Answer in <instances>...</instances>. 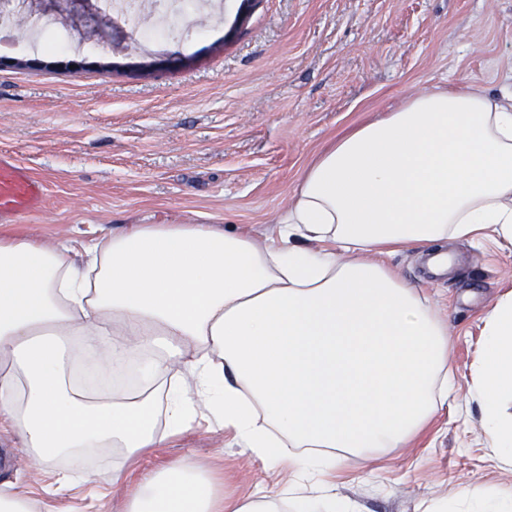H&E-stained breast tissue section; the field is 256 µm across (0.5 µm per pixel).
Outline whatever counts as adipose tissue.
<instances>
[{
	"label": "adipose tissue",
	"mask_w": 512,
	"mask_h": 512,
	"mask_svg": "<svg viewBox=\"0 0 512 512\" xmlns=\"http://www.w3.org/2000/svg\"><path fill=\"white\" fill-rule=\"evenodd\" d=\"M491 233L512 242V100L453 84L331 141L264 245L235 228L133 224L84 244L78 265L69 243L0 238V426L49 465L118 449L124 512H280L283 499L348 512L346 457L410 446L448 402V328L387 256ZM483 336L484 429L512 462V291ZM201 403L290 475L280 499L226 495L185 457L134 472Z\"/></svg>",
	"instance_id": "ef3b65f1"
}]
</instances>
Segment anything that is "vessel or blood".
Here are the masks:
<instances>
[{
    "mask_svg": "<svg viewBox=\"0 0 512 512\" xmlns=\"http://www.w3.org/2000/svg\"><path fill=\"white\" fill-rule=\"evenodd\" d=\"M45 185L16 156L0 153V220L10 222L38 211Z\"/></svg>",
    "mask_w": 512,
    "mask_h": 512,
    "instance_id": "obj_1",
    "label": "vessel or blood"
}]
</instances>
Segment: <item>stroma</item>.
<instances>
[{
  "label": "stroma",
  "instance_id": "obj_1",
  "mask_svg": "<svg viewBox=\"0 0 512 512\" xmlns=\"http://www.w3.org/2000/svg\"><path fill=\"white\" fill-rule=\"evenodd\" d=\"M155 14L133 20L102 0H11L0 16V151L44 181L41 209L0 236L83 243L130 224H233L264 238L287 208L307 162L353 122L401 107L446 83L512 94V0H256L229 33L239 0H200L187 26L146 35ZM177 57L169 68L142 61ZM459 261L434 277L423 249L388 262L448 321L455 380L422 447L387 448L374 467L349 458L337 493L355 512H467L468 490L512 492V465L493 455L471 369L484 318L512 290V244L448 242ZM158 458L188 456L225 493L275 496L278 474L250 461L219 417L198 405L193 426ZM118 452L89 460L100 491L73 484L51 493L45 467L0 431V484L23 489L34 512H122L112 489Z\"/></svg>",
  "mask_w": 512,
  "mask_h": 512
}]
</instances>
